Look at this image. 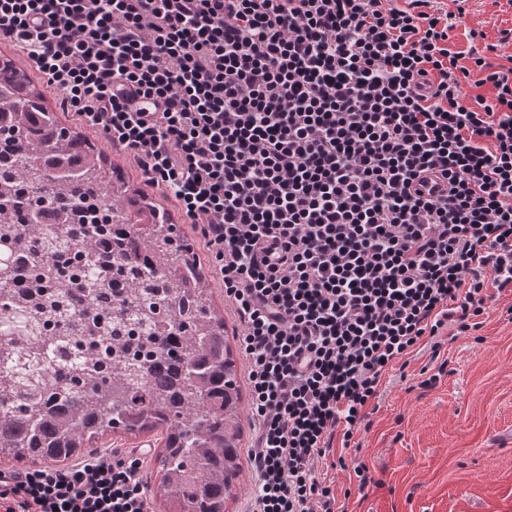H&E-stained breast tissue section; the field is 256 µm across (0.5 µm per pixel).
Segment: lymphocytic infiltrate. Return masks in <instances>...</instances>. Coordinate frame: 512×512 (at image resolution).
<instances>
[{
    "label": "lymphocytic infiltrate",
    "mask_w": 512,
    "mask_h": 512,
    "mask_svg": "<svg viewBox=\"0 0 512 512\" xmlns=\"http://www.w3.org/2000/svg\"><path fill=\"white\" fill-rule=\"evenodd\" d=\"M434 0H0V41L170 190L242 324L259 488L247 512H335L393 364L512 291V67ZM478 69L491 98L468 104ZM446 188L427 193V176ZM141 456L0 469V512H151Z\"/></svg>",
    "instance_id": "1"
}]
</instances>
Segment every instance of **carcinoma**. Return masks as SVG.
Wrapping results in <instances>:
<instances>
[{
    "label": "carcinoma",
    "mask_w": 512,
    "mask_h": 512,
    "mask_svg": "<svg viewBox=\"0 0 512 512\" xmlns=\"http://www.w3.org/2000/svg\"><path fill=\"white\" fill-rule=\"evenodd\" d=\"M0 240L15 260L0 267V320L30 325L26 340L0 344V448L16 462H64L106 434L158 431V489L177 512H224L241 472L242 392L224 315L193 246L178 239L170 215L127 194L107 158L90 162L91 144L60 126L46 98L11 60H0ZM108 186L110 218L84 206L91 188ZM83 245L77 278L83 306L73 349L69 291L60 265ZM115 295L107 321L99 300ZM166 312L158 317L157 310ZM47 322L62 326L46 339ZM136 330L145 355H127L123 333ZM122 349L112 378L97 356Z\"/></svg>",
    "instance_id": "carcinoma-1"
}]
</instances>
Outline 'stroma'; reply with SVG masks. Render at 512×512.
Masks as SVG:
<instances>
[{
  "instance_id": "stroma-1",
  "label": "stroma",
  "mask_w": 512,
  "mask_h": 512,
  "mask_svg": "<svg viewBox=\"0 0 512 512\" xmlns=\"http://www.w3.org/2000/svg\"><path fill=\"white\" fill-rule=\"evenodd\" d=\"M481 29L497 46L495 63L512 64V0H470L451 33L453 51H467L468 30ZM480 329L447 338L439 362L429 353L391 372L380 408L357 447L344 449V467L316 465L349 512H512V295L485 302ZM438 374L426 385L430 374ZM156 434L104 436L97 449L146 450L143 475L151 512H166L158 496ZM372 478L359 488L355 467Z\"/></svg>"
}]
</instances>
